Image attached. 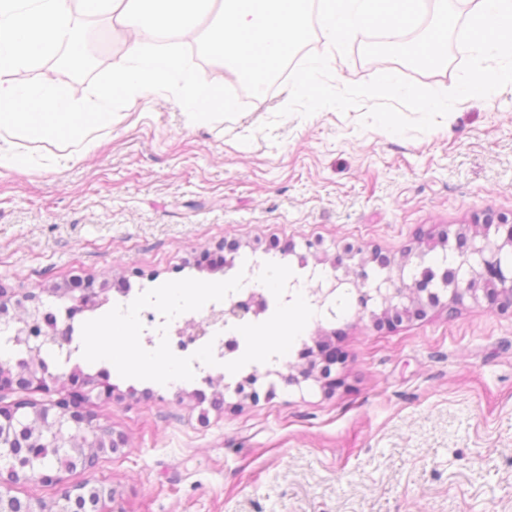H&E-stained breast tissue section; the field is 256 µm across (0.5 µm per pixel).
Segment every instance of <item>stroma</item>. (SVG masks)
<instances>
[{
    "label": "stroma",
    "instance_id": "obj_1",
    "mask_svg": "<svg viewBox=\"0 0 512 512\" xmlns=\"http://www.w3.org/2000/svg\"><path fill=\"white\" fill-rule=\"evenodd\" d=\"M354 38L335 86L392 72L453 88L465 54L420 71L367 59ZM286 81L230 120L188 124L168 93L120 110L111 133L61 170L0 173V284L9 317L26 295L74 277L150 289L222 281L270 241L320 240L335 255L363 244L400 256L422 234L484 213L512 216V92L454 106L425 133L362 125L363 108L276 119ZM271 131H262L265 122ZM238 241L233 269L197 270ZM345 361L334 394L257 364V399L191 392L112 373L119 398L89 390L94 425L120 449L51 486L12 485L59 512L66 490H106L100 512H512V315L487 304L436 308L381 327L349 311L309 320Z\"/></svg>",
    "mask_w": 512,
    "mask_h": 512
}]
</instances>
